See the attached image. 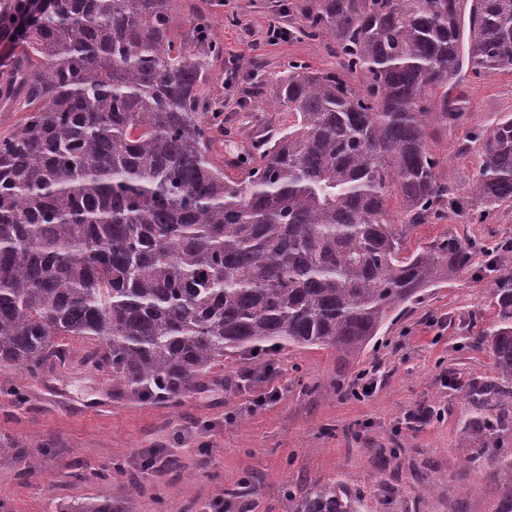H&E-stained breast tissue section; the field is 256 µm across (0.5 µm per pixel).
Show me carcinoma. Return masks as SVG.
<instances>
[{"instance_id": "1", "label": "carcinoma", "mask_w": 512, "mask_h": 512, "mask_svg": "<svg viewBox=\"0 0 512 512\" xmlns=\"http://www.w3.org/2000/svg\"><path fill=\"white\" fill-rule=\"evenodd\" d=\"M0 0L15 35L0 66V368L82 364L172 405L224 360L283 348L355 356L404 305L470 271L446 233L406 254L443 202L468 218L512 206V113L479 138L468 191L439 181L427 137L436 88L512 72V0H297L332 61L277 77L288 126L214 151L203 75L223 54L183 0ZM494 319L467 336L494 377L473 379L460 447L512 488V243L492 249ZM289 512H365L340 481L288 492ZM54 512H135L87 497Z\"/></svg>"}]
</instances>
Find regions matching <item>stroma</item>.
<instances>
[{"label": "stroma", "instance_id": "obj_1", "mask_svg": "<svg viewBox=\"0 0 512 512\" xmlns=\"http://www.w3.org/2000/svg\"><path fill=\"white\" fill-rule=\"evenodd\" d=\"M292 0H209L206 17L224 54L203 89L224 119L216 147L224 155L256 132L286 124L284 112L266 103L277 96L275 79L289 63L325 67L323 43L300 35L270 41L268 31L287 27ZM261 65L265 84L252 106L240 108L248 61ZM461 115L429 139L441 161L439 178L465 192L474 157L460 153L501 113H512V73L468 76L455 90ZM489 246L512 240V206L482 220L441 217L411 228L408 250L424 247L443 232ZM492 273L461 275L428 289L409 303L378 343L349 360L332 349L279 351L266 365L243 356L224 363V383L192 391L175 406L114 395L112 384L83 369V345H75L69 368L38 376L0 369V436L28 448L27 463L0 460V501L10 512H52L60 502L87 496L119 497L133 489L136 512H190L249 480L255 495L236 499L231 512H289L288 492L342 481L369 512H494L504 496L492 478L495 461L468 465L460 447L472 407L467 383L491 376L489 357L467 343L494 312L489 306ZM377 368L378 389L355 396L356 374ZM345 378V391L336 381ZM277 389L276 399L257 396ZM426 421H418L419 410ZM402 453L382 466L385 448ZM178 457L189 480L163 467L142 471L153 452ZM123 455L124 473L112 470ZM433 487L419 501L417 490Z\"/></svg>", "mask_w": 512, "mask_h": 512}]
</instances>
